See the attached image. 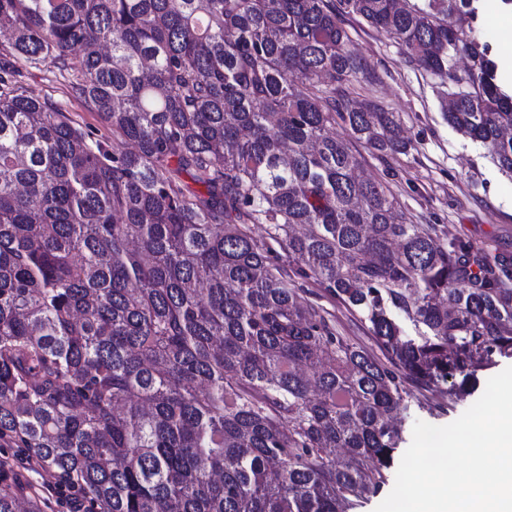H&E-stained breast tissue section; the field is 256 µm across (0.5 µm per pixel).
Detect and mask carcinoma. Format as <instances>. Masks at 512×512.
Here are the masks:
<instances>
[{"label": "carcinoma", "mask_w": 512, "mask_h": 512, "mask_svg": "<svg viewBox=\"0 0 512 512\" xmlns=\"http://www.w3.org/2000/svg\"><path fill=\"white\" fill-rule=\"evenodd\" d=\"M475 17L473 0H0V447L82 512H347L379 489L407 385L512 357V259L408 223L356 174L354 145L412 144L351 96L373 75L344 23L439 76L448 125L512 176V93ZM12 58L68 75L112 136L29 94ZM307 281L381 355L336 335ZM20 500L0 482V512Z\"/></svg>", "instance_id": "cac0c4a2"}]
</instances>
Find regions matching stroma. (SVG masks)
I'll use <instances>...</instances> for the list:
<instances>
[{"mask_svg":"<svg viewBox=\"0 0 512 512\" xmlns=\"http://www.w3.org/2000/svg\"><path fill=\"white\" fill-rule=\"evenodd\" d=\"M345 27L350 49L375 75L372 82L357 85L358 100L398 112L412 143L405 154L361 150L362 171L387 186L411 223L435 224L476 244L493 240L512 253V178L498 171L481 146L449 127L441 78L410 63L394 40L352 19ZM14 67L28 92L54 100L81 124L101 129L97 115L69 92L56 69L34 68L21 60ZM511 365V359H499L463 393L450 380L429 392L411 390L398 414L400 450L409 447L415 421L437 426L453 422L482 395L490 377Z\"/></svg>","mask_w":512,"mask_h":512,"instance_id":"1","label":"stroma"}]
</instances>
